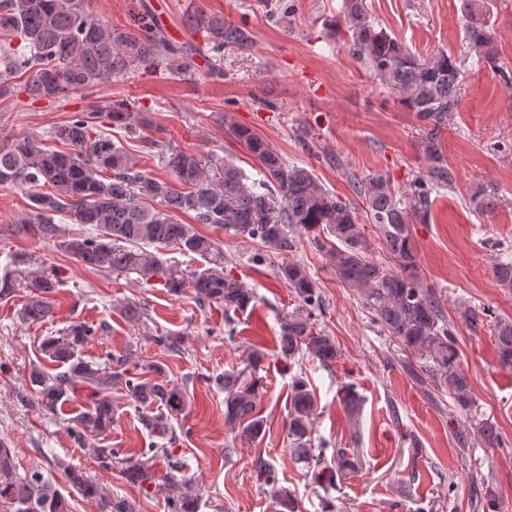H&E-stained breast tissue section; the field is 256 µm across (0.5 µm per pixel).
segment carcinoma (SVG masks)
<instances>
[{
	"label": "carcinoma",
	"mask_w": 512,
	"mask_h": 512,
	"mask_svg": "<svg viewBox=\"0 0 512 512\" xmlns=\"http://www.w3.org/2000/svg\"><path fill=\"white\" fill-rule=\"evenodd\" d=\"M466 38L479 58L496 62L498 50L488 21V0H459ZM343 18L352 53L363 60L379 83L399 94L402 105L415 114L422 132L419 143L425 161L424 174L414 184L413 212L401 207L390 180L382 174L353 182V192L364 209L341 197L328 195L314 174L288 163L268 141L250 128L224 116L227 135L258 161L263 179L248 183L243 170L226 163L209 175L200 156L181 150L161 149L166 167L186 190L146 175L138 161L120 142L95 132L97 113H77L50 132V138L70 147L57 150L38 136L25 135L0 148V185L11 184L28 193L29 224L45 239L54 240L59 227L54 216L64 214L74 224L89 226L99 234H73L60 248L82 266L96 271L133 269L145 281L159 279L176 297L191 289L201 305H217L245 311L256 302L255 294L234 276L224 272V253L190 225L180 224L175 213H194L198 224H210L232 234L261 243L269 252L290 251L292 225L303 228L326 265L338 280L354 289L388 335L410 355L408 371L420 382L427 381L445 392L459 413L469 414L475 405L472 381L459 363L455 337L445 323L439 300L424 280L410 227V216L425 220L432 191L451 186L454 180L442 152L440 135L459 99V69L446 53L423 59L404 43L376 29L367 0H344ZM185 26L205 34L215 52L226 48L245 51L252 45L250 31L224 20V15L196 11L185 18ZM190 48L173 40L152 16L144 12L129 29L109 28L86 7L85 0H0V96L11 93L10 81L19 72L29 74L26 93L33 100L62 101L77 90L90 89L114 77L143 68L163 66L177 77L186 76ZM111 122L136 135L151 126L145 112L129 106L106 113ZM51 186L53 192L41 188ZM158 199L167 211H155L145 198ZM470 202L478 211H490L497 203L492 187L480 186ZM375 224L380 233L382 256L361 231L359 214ZM155 248L178 247L208 259L210 267L185 275L161 263L138 245ZM280 277L299 300L298 308L281 323L278 338L282 353L290 358L307 354L329 367L339 356L334 339L313 331L314 309L320 306L318 286L298 262L279 266ZM496 284L512 291V262L492 266ZM63 284L54 274L35 281L37 292L20 310L26 324L53 316L51 294ZM466 325L478 332L492 326L500 365L512 367V318L490 309H463ZM94 334L92 327L75 322L47 336L40 345L41 356L57 366L51 373L37 362L29 380L37 387L43 410L55 414L76 394L87 392L86 403L76 420L82 429L99 436L111 428L114 409L112 390L121 389L144 410L156 406L159 413L143 416L146 428L164 437L168 417L183 413L186 392L166 379L159 362L136 363L135 372L112 368V355L101 362L82 356ZM264 353L250 352L244 368L218 377L224 387V416L247 440L266 434V419L257 411L263 377L259 375ZM315 395L301 376L291 385L288 435L295 445L296 460L312 462L311 426ZM54 469L64 483H54L41 473L21 476L14 454L0 440V501L9 502L14 512H71L69 499L77 494L93 499L99 512H137L127 499L111 498L82 469L56 460ZM152 465L132 456L123 460L122 473L132 484L153 482ZM174 462L166 477L173 512H198L196 494L177 476ZM473 493L485 512H496L498 502L484 480L473 482ZM280 512H298L292 492L273 486Z\"/></svg>",
	"instance_id": "cac0c4a2"
}]
</instances>
